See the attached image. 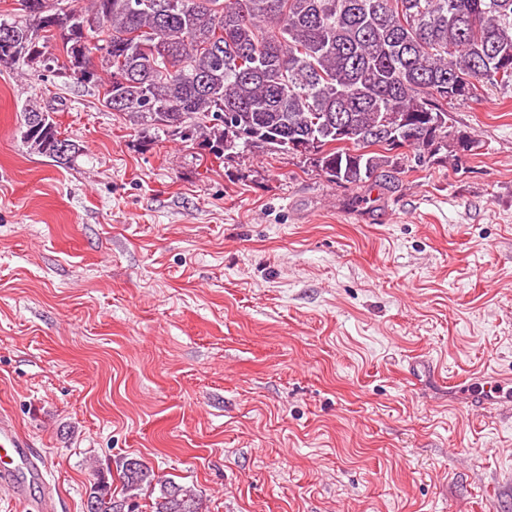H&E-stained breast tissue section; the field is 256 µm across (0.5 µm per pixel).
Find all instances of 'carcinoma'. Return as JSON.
<instances>
[{"label":"carcinoma","mask_w":512,"mask_h":512,"mask_svg":"<svg viewBox=\"0 0 512 512\" xmlns=\"http://www.w3.org/2000/svg\"><path fill=\"white\" fill-rule=\"evenodd\" d=\"M0 66L63 67L102 94L142 142H192L213 160L291 153L341 187L396 166L460 161L475 141L448 106L489 83L512 87V0H18L0 25ZM21 112L22 142L59 166L80 152L46 112ZM122 492L100 473L87 512H201L193 487L156 477L142 459L118 465Z\"/></svg>","instance_id":"obj_1"}]
</instances>
